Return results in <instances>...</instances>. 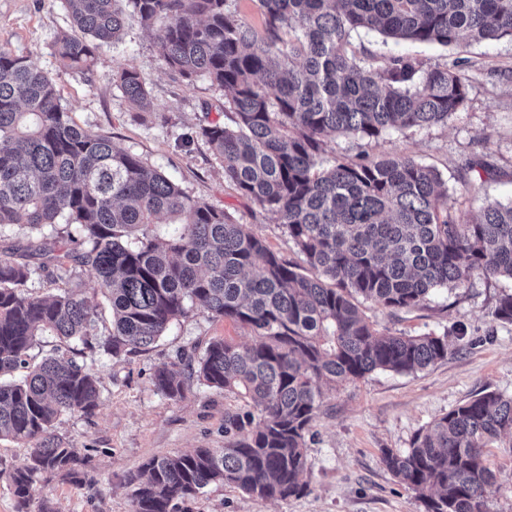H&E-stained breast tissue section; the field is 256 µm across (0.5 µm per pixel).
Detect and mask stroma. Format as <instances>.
<instances>
[{"label": "stroma", "instance_id": "stroma-1", "mask_svg": "<svg viewBox=\"0 0 512 512\" xmlns=\"http://www.w3.org/2000/svg\"><path fill=\"white\" fill-rule=\"evenodd\" d=\"M61 0H0V50L28 56L54 77L62 104L81 127L108 136L191 197L223 209L272 250L293 257L288 230L277 216L243 197L211 147L196 131L218 120L205 112L220 94L205 79L186 84L160 57L155 37L129 22L119 41L97 49L92 72H58L51 45L71 30ZM359 53L383 58L404 55L425 68L461 59L469 79L468 103L447 124L384 136L368 148L373 155L413 158L434 167L448 184V204L476 214L488 200L512 199V39L472 43L464 55L420 42L384 41L372 33L353 38ZM136 69L151 92V111L132 108L114 85L118 69ZM481 158L497 168L492 178L471 175L462 182L466 159ZM512 281L474 277L468 287L435 291L421 307L389 311L375 303L361 308L382 332L447 336L460 349L448 359L413 374L376 371L344 382L324 394L308 436L309 490L284 501L249 497L229 485H212L182 512H423L411 489L385 468L383 449L410 447L435 419L475 396L494 391L512 397V323L493 317L498 296ZM215 338L250 340L249 331L199 310L173 323L153 348L116 360L99 349L83 350L84 362L99 378L100 406L92 418L60 417L54 433L90 462L81 481L37 477L34 503L53 512H131L129 473L153 457L224 445V421L253 411L248 397L187 381L182 397L158 394L152 376L185 349H204ZM495 475L490 512H512V437L502 436L486 453Z\"/></svg>", "mask_w": 512, "mask_h": 512}]
</instances>
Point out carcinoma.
<instances>
[{
	"mask_svg": "<svg viewBox=\"0 0 512 512\" xmlns=\"http://www.w3.org/2000/svg\"><path fill=\"white\" fill-rule=\"evenodd\" d=\"M63 0L73 29L55 37L58 70L92 71L99 43L121 39L129 21L156 32L167 66L188 83L204 77L224 93L206 105L229 114L200 134L224 178L288 228L298 259L271 251L222 209L199 201L106 136L77 125L54 79L29 57L0 50V241L14 227L36 240L31 265L0 255V440L33 444L8 474L17 512H32L35 478H78L89 462L53 435L64 414L99 407V379L59 350L29 368L46 330L91 345L94 307L75 283L92 268L108 296L114 358L146 350L196 308L238 322L248 343L211 340L157 367L156 392L182 395L185 375L247 396L257 419L229 418L224 448L153 457L127 478L133 512H178L210 485L264 500L304 495L307 435L324 389L381 370L415 373L448 358V336L383 334L358 299L390 311L424 304L438 288L476 275L512 280V201H488L470 219L447 206L448 185L409 157L365 151L325 163L338 136L375 141L391 131L445 124L468 101L452 65L408 57L378 65L350 49L351 33L453 46L512 37V0H257L268 37L257 40L231 0ZM116 87L151 110L140 74L123 68ZM177 225L159 238L151 226ZM51 271L53 295L27 284ZM494 318L512 323V292ZM512 435V397L483 393L418 433L382 462L418 494L425 512H489L493 473L484 448Z\"/></svg>",
	"mask_w": 512,
	"mask_h": 512,
	"instance_id": "cac0c4a2",
	"label": "carcinoma"
}]
</instances>
